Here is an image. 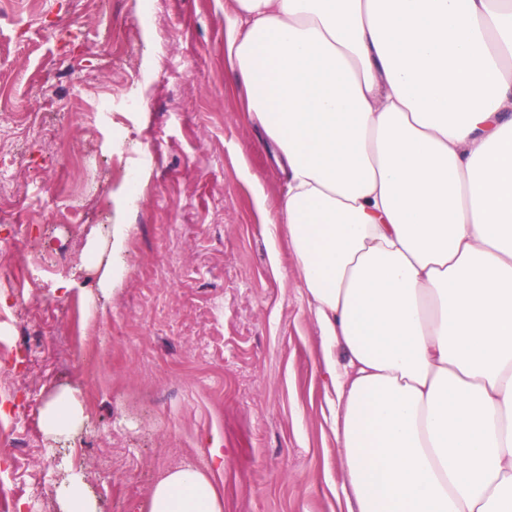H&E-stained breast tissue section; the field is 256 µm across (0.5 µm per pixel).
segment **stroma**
I'll return each instance as SVG.
<instances>
[{
	"instance_id": "1",
	"label": "stroma",
	"mask_w": 512,
	"mask_h": 512,
	"mask_svg": "<svg viewBox=\"0 0 512 512\" xmlns=\"http://www.w3.org/2000/svg\"><path fill=\"white\" fill-rule=\"evenodd\" d=\"M227 5L0 0V249L28 241L0 262V419L19 429L0 484L26 512H61L74 474L99 512H146L186 463L223 512H346L320 331L255 204L284 182L224 58ZM112 222L121 275L77 341L69 307L96 291ZM69 387L85 422L48 438L41 410Z\"/></svg>"
}]
</instances>
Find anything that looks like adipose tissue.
<instances>
[{"label":"adipose tissue","instance_id":"adipose-tissue-1","mask_svg":"<svg viewBox=\"0 0 512 512\" xmlns=\"http://www.w3.org/2000/svg\"><path fill=\"white\" fill-rule=\"evenodd\" d=\"M224 53L286 178L256 204L320 329L347 512H512V0H233ZM148 512L223 503L186 465Z\"/></svg>","mask_w":512,"mask_h":512}]
</instances>
